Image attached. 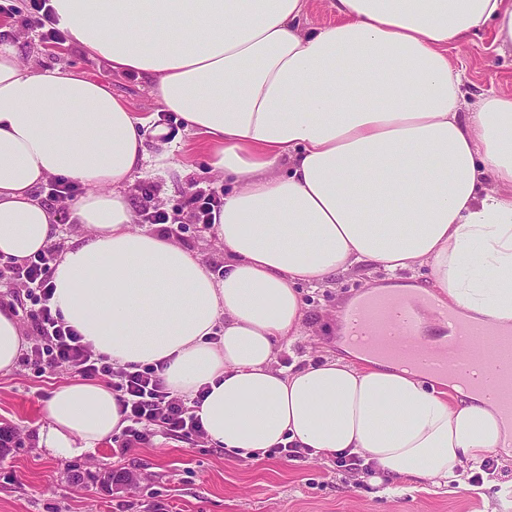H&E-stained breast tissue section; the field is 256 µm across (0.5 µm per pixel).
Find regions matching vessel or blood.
<instances>
[{"instance_id":"1","label":"vessel or blood","mask_w":512,"mask_h":512,"mask_svg":"<svg viewBox=\"0 0 512 512\" xmlns=\"http://www.w3.org/2000/svg\"><path fill=\"white\" fill-rule=\"evenodd\" d=\"M435 307L438 319L449 331L443 343L446 355L437 356L429 344H419L416 304ZM362 344L377 357L401 363L415 362L436 375H453L468 386L491 393L498 406L512 414V332L503 333L489 322L460 324L456 316L440 308L432 293L420 299L368 295L349 309Z\"/></svg>"}]
</instances>
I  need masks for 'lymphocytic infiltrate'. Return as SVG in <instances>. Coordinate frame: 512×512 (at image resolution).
Instances as JSON below:
<instances>
[{
    "label": "lymphocytic infiltrate",
    "mask_w": 512,
    "mask_h": 512,
    "mask_svg": "<svg viewBox=\"0 0 512 512\" xmlns=\"http://www.w3.org/2000/svg\"><path fill=\"white\" fill-rule=\"evenodd\" d=\"M58 255V246L50 245L10 270L11 282L22 288L32 303L28 317L33 336L19 357L20 364L34 367L42 374L70 368L85 380H108L128 422L126 447L142 444L158 429L177 437H202L201 423L185 399L165 387L161 366L113 363L108 356L84 344L81 336L65 325L51 303L50 280Z\"/></svg>",
    "instance_id": "lymphocytic-infiltrate-1"
}]
</instances>
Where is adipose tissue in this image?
I'll return each mask as SVG.
<instances>
[{
	"instance_id": "ef3b65f1",
	"label": "adipose tissue",
	"mask_w": 512,
	"mask_h": 512,
	"mask_svg": "<svg viewBox=\"0 0 512 512\" xmlns=\"http://www.w3.org/2000/svg\"><path fill=\"white\" fill-rule=\"evenodd\" d=\"M58 27L113 72L148 81L160 111L203 135L230 185L213 230L224 274L166 236L136 229L129 196L172 148L152 116L71 69L22 63L0 39V260L58 235L37 188L85 186L68 218L88 226L60 255L52 304L96 352L159 364L194 399L210 446L260 459L293 445L363 459L377 485L463 486L466 464H512V419L484 398L355 347L284 371L278 340L305 327L301 285L362 264L427 269L461 320L512 328V94L463 111L449 47L493 25L512 51V0H51ZM24 347L0 306V375ZM49 457L98 448L126 425L112 390L76 381L43 407Z\"/></svg>"
}]
</instances>
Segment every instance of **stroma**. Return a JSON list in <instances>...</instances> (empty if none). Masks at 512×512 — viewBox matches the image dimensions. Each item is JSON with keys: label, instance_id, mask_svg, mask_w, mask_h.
I'll use <instances>...</instances> for the list:
<instances>
[{"label": "stroma", "instance_id": "35a3bbf8", "mask_svg": "<svg viewBox=\"0 0 512 512\" xmlns=\"http://www.w3.org/2000/svg\"><path fill=\"white\" fill-rule=\"evenodd\" d=\"M30 0H0V27L22 34L24 63L72 68L108 84L139 116L155 115L169 131L173 163L181 174L150 167L135 178L136 210L155 207L174 219L172 238L207 264L224 270V249L213 230L195 223L188 205L199 188L223 191L224 177L212 170L201 137L186 131L177 115L158 111L147 85L112 72L72 42L45 44L28 27ZM491 30L451 51L467 77L471 101L489 93L512 91V56L500 54ZM384 272L367 265L337 277L331 286H302L306 326L300 336L278 343L276 365L317 362L340 354L328 321ZM71 370L38 375L16 366L0 377V427L15 431L0 450V512H512V467L497 465L474 490L449 493L430 484L413 491L384 492L370 478H356L332 458L288 460L280 454L251 460L224 453L202 439L156 434L149 443L121 452L122 434L77 459H52L40 448L43 404L56 387L76 381ZM113 475L103 485L104 475ZM133 482H124V475Z\"/></svg>", "mask_w": 512, "mask_h": 512}]
</instances>
